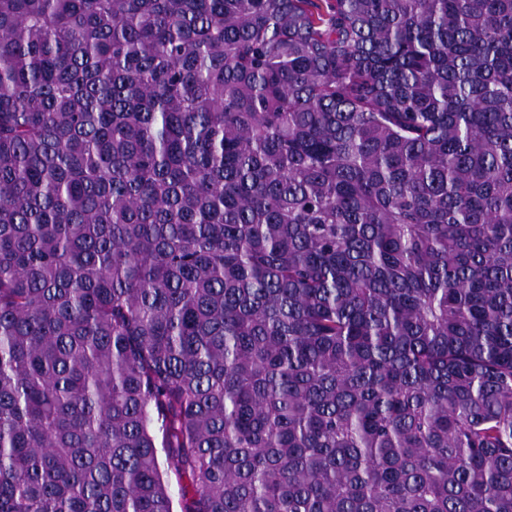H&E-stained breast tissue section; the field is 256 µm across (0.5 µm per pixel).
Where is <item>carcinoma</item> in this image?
<instances>
[{
	"instance_id": "1",
	"label": "carcinoma",
	"mask_w": 512,
	"mask_h": 512,
	"mask_svg": "<svg viewBox=\"0 0 512 512\" xmlns=\"http://www.w3.org/2000/svg\"><path fill=\"white\" fill-rule=\"evenodd\" d=\"M172 475L512 512V0H0V512Z\"/></svg>"
}]
</instances>
